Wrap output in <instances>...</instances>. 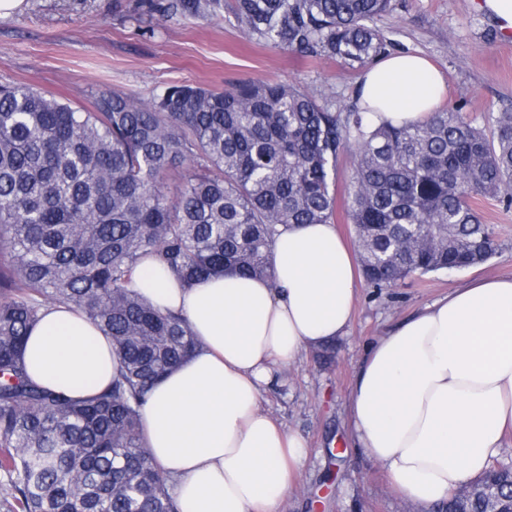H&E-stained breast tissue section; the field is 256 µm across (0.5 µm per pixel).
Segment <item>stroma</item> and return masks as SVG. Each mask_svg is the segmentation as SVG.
<instances>
[{"label":"stroma","mask_w":512,"mask_h":512,"mask_svg":"<svg viewBox=\"0 0 512 512\" xmlns=\"http://www.w3.org/2000/svg\"><path fill=\"white\" fill-rule=\"evenodd\" d=\"M139 0H24L0 17V83L27 85L89 110L106 89L144 101L172 85H225L262 78L293 83L312 95L331 90L337 108L354 104L358 72L336 60L271 49L249 38L232 13L206 21L150 16ZM480 0H392L377 28L394 52L427 57L444 75L446 108L470 117L512 109V35L503 33ZM498 244L486 263L459 272L412 276L376 291L359 281L348 336L330 363L309 350L276 374L261 405L309 448L284 512H423L388 487L380 465L353 446L347 409L354 367L366 347L399 320L470 279L512 276V208L476 198Z\"/></svg>","instance_id":"stroma-1"}]
</instances>
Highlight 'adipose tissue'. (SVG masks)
<instances>
[{
  "mask_svg": "<svg viewBox=\"0 0 512 512\" xmlns=\"http://www.w3.org/2000/svg\"><path fill=\"white\" fill-rule=\"evenodd\" d=\"M445 90L425 57L397 53L362 75L373 124L426 118ZM271 279L213 275L185 285L151 257L132 286L185 316L195 352L143 409L145 446L186 512H283L305 438L259 406L265 383L309 349L346 336L357 298L353 254L333 224H298L272 248ZM30 378L74 400L119 371L111 339L80 312L42 310L25 347ZM355 446L396 495L424 507L481 475L512 444V278H477L397 323L357 365Z\"/></svg>",
  "mask_w": 512,
  "mask_h": 512,
  "instance_id": "obj_1",
  "label": "adipose tissue"
}]
</instances>
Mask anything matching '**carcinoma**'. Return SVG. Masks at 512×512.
<instances>
[{
  "instance_id": "cac0c4a2",
  "label": "carcinoma",
  "mask_w": 512,
  "mask_h": 512,
  "mask_svg": "<svg viewBox=\"0 0 512 512\" xmlns=\"http://www.w3.org/2000/svg\"><path fill=\"white\" fill-rule=\"evenodd\" d=\"M162 15L223 16L224 0H147ZM390 0H233L264 44L356 70L386 54L375 20ZM365 281L383 290L465 270L496 254L481 196L512 207V110L478 123L460 108L421 123L371 124L283 82L222 91L173 85L144 102L105 90L80 112L0 85V471L12 512H183L142 438L154 383L195 349L187 321L132 288L154 257L186 284L235 272L268 277L275 237L332 224L340 154ZM194 171L168 188L185 163ZM80 310L106 335L118 377L77 402L35 383L24 346L46 306ZM501 504L512 475L496 465ZM487 481L431 512H486Z\"/></svg>"
}]
</instances>
